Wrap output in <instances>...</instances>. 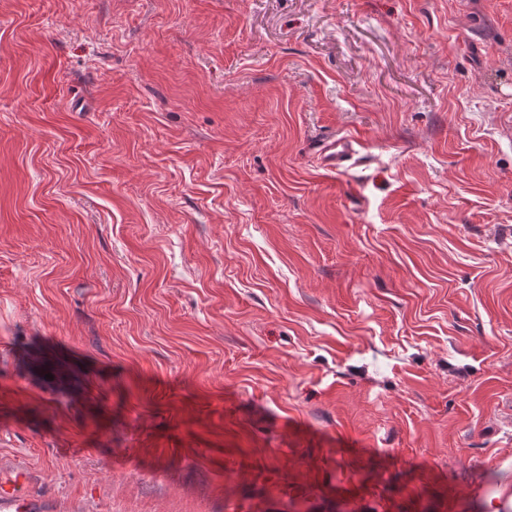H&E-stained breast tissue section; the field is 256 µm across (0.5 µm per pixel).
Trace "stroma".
<instances>
[{
  "label": "stroma",
  "instance_id": "stroma-1",
  "mask_svg": "<svg viewBox=\"0 0 512 512\" xmlns=\"http://www.w3.org/2000/svg\"><path fill=\"white\" fill-rule=\"evenodd\" d=\"M15 462L42 512H512V0H0ZM353 141L346 136H332L322 140L315 147L320 166L328 171L335 172L353 158Z\"/></svg>",
  "mask_w": 512,
  "mask_h": 512
}]
</instances>
